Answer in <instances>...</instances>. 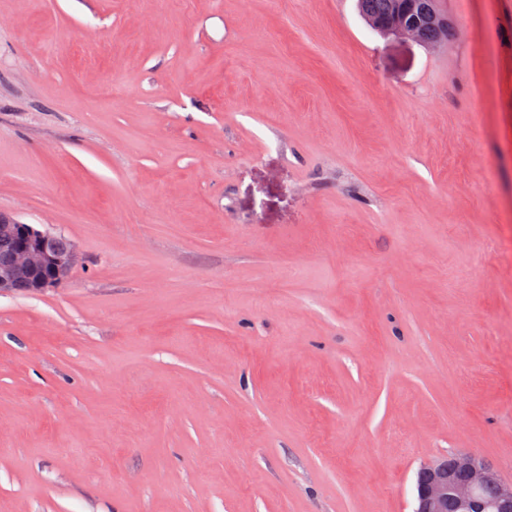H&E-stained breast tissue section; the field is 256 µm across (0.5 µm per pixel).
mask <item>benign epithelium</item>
Instances as JSON below:
<instances>
[{
	"instance_id": "benign-epithelium-1",
	"label": "benign epithelium",
	"mask_w": 512,
	"mask_h": 512,
	"mask_svg": "<svg viewBox=\"0 0 512 512\" xmlns=\"http://www.w3.org/2000/svg\"><path fill=\"white\" fill-rule=\"evenodd\" d=\"M413 7V0H396L393 14L376 28L385 37L419 40L418 23L408 19ZM0 235L11 241V248L0 254V294L43 292L61 287L70 277L76 252L64 235L38 229L3 212ZM491 484L497 487V495L486 503L479 492ZM450 501L457 512H512V482L504 481L471 453L422 467L417 474L414 512H448Z\"/></svg>"
}]
</instances>
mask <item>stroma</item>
I'll list each match as a JSON object with an SVG mask.
<instances>
[{
    "instance_id": "stroma-1",
    "label": "stroma",
    "mask_w": 512,
    "mask_h": 512,
    "mask_svg": "<svg viewBox=\"0 0 512 512\" xmlns=\"http://www.w3.org/2000/svg\"><path fill=\"white\" fill-rule=\"evenodd\" d=\"M0 0V512H413L512 481V0ZM416 10L419 13L433 12L435 20L425 23L421 29L422 41L428 43H444L452 32V26L439 8V0H415ZM413 0H357L358 11L368 26L378 33L376 28L384 37H401L420 41L418 23L415 20H407L414 7ZM396 8L393 14L388 17L394 4ZM382 22L376 24L378 20ZM443 20H447L443 23ZM0 235L10 239L0 255V294H29L61 287L76 264L72 241L0 212ZM422 467L416 480V507L413 512H512V482L504 481L483 460L471 453H460ZM494 484L495 499L485 503L482 488Z\"/></svg>"
}]
</instances>
